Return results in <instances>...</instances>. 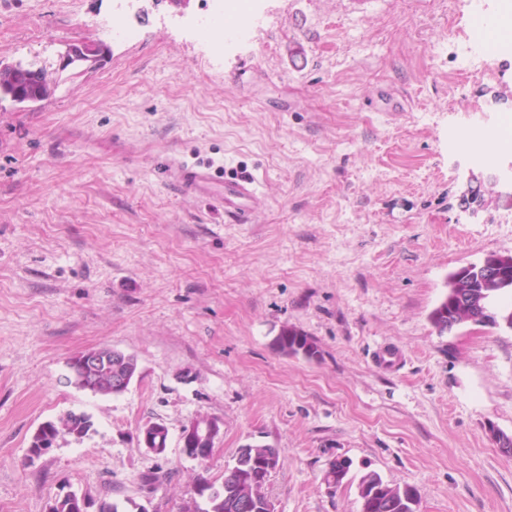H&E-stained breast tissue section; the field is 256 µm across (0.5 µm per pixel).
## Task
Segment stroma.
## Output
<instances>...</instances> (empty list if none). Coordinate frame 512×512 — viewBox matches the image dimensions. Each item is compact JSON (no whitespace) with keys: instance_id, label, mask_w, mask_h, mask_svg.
<instances>
[{"instance_id":"35a3bbf8","label":"stroma","mask_w":512,"mask_h":512,"mask_svg":"<svg viewBox=\"0 0 512 512\" xmlns=\"http://www.w3.org/2000/svg\"><path fill=\"white\" fill-rule=\"evenodd\" d=\"M472 2L256 0L217 52L206 0H0L1 60L110 49L43 101L0 100V512L69 490L179 512L199 474L264 445L275 512H359L365 471L413 486L418 512H512V457L487 432L512 434V329L429 321L449 272L512 254V155L465 145L512 110V54L469 56L500 6ZM170 160L255 176L265 204L232 223ZM469 187L488 201L474 215ZM285 326L320 358L280 354ZM387 345L393 369L374 359ZM100 346L135 356L126 392L75 386L70 358ZM69 411L93 432L30 458ZM206 416L222 426L202 465L180 437ZM149 422L163 454L138 443Z\"/></svg>"}]
</instances>
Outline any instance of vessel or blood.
<instances>
[{
	"instance_id": "1",
	"label": "vessel or blood",
	"mask_w": 512,
	"mask_h": 512,
	"mask_svg": "<svg viewBox=\"0 0 512 512\" xmlns=\"http://www.w3.org/2000/svg\"><path fill=\"white\" fill-rule=\"evenodd\" d=\"M176 180L185 193L204 199L215 211L235 222L247 223L263 204L254 179L222 178L209 169L176 165Z\"/></svg>"
}]
</instances>
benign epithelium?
I'll use <instances>...</instances> for the list:
<instances>
[{
    "mask_svg": "<svg viewBox=\"0 0 512 512\" xmlns=\"http://www.w3.org/2000/svg\"><path fill=\"white\" fill-rule=\"evenodd\" d=\"M108 55L107 49L99 44L70 45L60 55V65L56 70L32 68L27 76L31 77L43 89L38 99L48 98L59 84L58 74L69 67H86L91 69L100 63ZM507 266L505 257L491 254L479 264H469L465 270L475 276L481 285V290H465L459 295L467 316L463 322L477 326L505 325L512 326V309L508 310L497 305L494 297L485 292L487 288H494L497 292L512 290V275L502 272ZM108 362V356L101 353L100 349H90L72 360L70 368L77 375L78 383L87 389L96 388L101 367ZM166 432L162 424L152 423L139 430V444L155 454L163 453V450L153 445V435L157 432ZM221 434V421L210 419L205 428H190L181 434L183 454L192 460H202L210 456L215 449V443Z\"/></svg>",
    "mask_w": 512,
    "mask_h": 512,
    "instance_id": "benign-epithelium-1",
    "label": "benign epithelium"
}]
</instances>
